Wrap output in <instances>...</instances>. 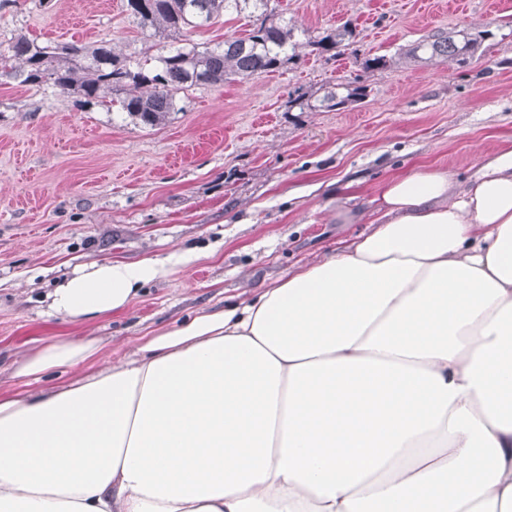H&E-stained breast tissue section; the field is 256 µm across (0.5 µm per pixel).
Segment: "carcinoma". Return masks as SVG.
<instances>
[{
	"label": "carcinoma",
	"mask_w": 512,
	"mask_h": 512,
	"mask_svg": "<svg viewBox=\"0 0 512 512\" xmlns=\"http://www.w3.org/2000/svg\"><path fill=\"white\" fill-rule=\"evenodd\" d=\"M259 10L264 18L243 37L226 38L212 48L190 40L223 13L242 14ZM126 10L144 26L172 38L178 45L156 58L152 68L115 49L112 40L95 44H39L16 39L6 54L0 53V76L22 85L50 83L74 95L84 106L109 109L120 96L122 110L142 124L155 127L176 110L181 94L199 86H216L228 80L272 73L308 49L329 54L344 45L352 32L338 27L317 36L298 39L288 24L275 20L270 0H126ZM488 32L459 30L432 41L423 40L407 55L425 63H464L475 54ZM402 57L374 55L364 60L367 71L382 72L400 65ZM366 87L358 81L340 82L319 95L300 94L288 101L289 109L301 112L336 110L362 100Z\"/></svg>",
	"instance_id": "carcinoma-1"
}]
</instances>
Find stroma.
Listing matches in <instances>:
<instances>
[{
  "mask_svg": "<svg viewBox=\"0 0 512 512\" xmlns=\"http://www.w3.org/2000/svg\"><path fill=\"white\" fill-rule=\"evenodd\" d=\"M296 36L350 25L338 57L308 54L279 71L183 97L165 124L82 107L49 84L0 77V398L62 387L13 366L45 343L102 339L119 363L140 337L241 302L370 232L389 180L447 172L464 190L487 158L512 148V0H277ZM486 31L471 63L410 62L368 72L365 57L406 52L460 29ZM90 44L131 59L167 51L125 0H9L0 52L18 36ZM359 80L366 96L319 112L291 98ZM193 251L124 308L74 321L43 298L93 261L135 263Z\"/></svg>",
  "mask_w": 512,
  "mask_h": 512,
  "instance_id": "obj_1",
  "label": "stroma"
}]
</instances>
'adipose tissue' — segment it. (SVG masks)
<instances>
[{"label": "adipose tissue", "mask_w": 512, "mask_h": 512, "mask_svg": "<svg viewBox=\"0 0 512 512\" xmlns=\"http://www.w3.org/2000/svg\"><path fill=\"white\" fill-rule=\"evenodd\" d=\"M371 233L68 387L0 401V512H512V150L459 196L388 181ZM192 252L45 296L122 308ZM43 346L15 375L94 360Z\"/></svg>", "instance_id": "ef3b65f1"}]
</instances>
